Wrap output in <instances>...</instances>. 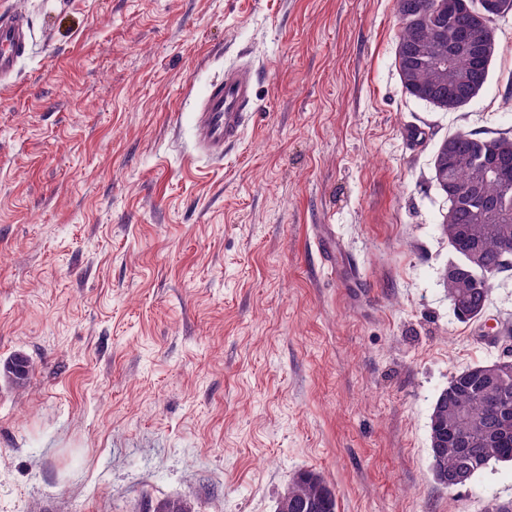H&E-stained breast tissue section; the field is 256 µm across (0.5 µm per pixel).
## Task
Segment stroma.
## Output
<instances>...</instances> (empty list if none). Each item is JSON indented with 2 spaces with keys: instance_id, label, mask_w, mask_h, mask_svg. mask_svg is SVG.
I'll use <instances>...</instances> for the list:
<instances>
[{
  "instance_id": "35a3bbf8",
  "label": "stroma",
  "mask_w": 512,
  "mask_h": 512,
  "mask_svg": "<svg viewBox=\"0 0 512 512\" xmlns=\"http://www.w3.org/2000/svg\"><path fill=\"white\" fill-rule=\"evenodd\" d=\"M33 23L0 83V512H274L319 471L337 512H484L512 464L446 490L429 423L512 352V271L460 322L433 155L512 133V14L444 112L396 67L395 0H0ZM256 71L223 159L193 112ZM415 129L420 139L411 140ZM336 260L328 270L316 244ZM32 371L29 360L23 355H15L3 368L4 375L19 387L26 385Z\"/></svg>"
}]
</instances>
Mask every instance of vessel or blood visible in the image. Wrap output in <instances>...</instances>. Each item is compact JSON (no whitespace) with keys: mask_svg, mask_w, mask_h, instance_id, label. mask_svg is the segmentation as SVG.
<instances>
[{"mask_svg":"<svg viewBox=\"0 0 512 512\" xmlns=\"http://www.w3.org/2000/svg\"><path fill=\"white\" fill-rule=\"evenodd\" d=\"M32 26L14 10H0V82L12 79L29 49ZM255 72L246 64L225 69L196 106V147L220 159L224 150L242 136L254 101Z\"/></svg>","mask_w":512,"mask_h":512,"instance_id":"obj_1","label":"vessel or blood"}]
</instances>
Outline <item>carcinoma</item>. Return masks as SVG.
<instances>
[{
  "label": "carcinoma",
  "instance_id": "obj_1",
  "mask_svg": "<svg viewBox=\"0 0 512 512\" xmlns=\"http://www.w3.org/2000/svg\"><path fill=\"white\" fill-rule=\"evenodd\" d=\"M397 0L400 20L396 64L406 92L435 108L454 112L485 85L486 65L498 52L497 18L512 11V0ZM434 181L451 202L453 217H443L442 234L457 256L444 274L448 301L463 320L489 302L483 276L512 268V136L479 137L458 132L444 139L433 157ZM478 249L479 263L468 261ZM19 387L32 366L23 355L4 365ZM512 414V378L493 382L485 365L456 374L438 396L430 419L431 471L443 489L461 487L490 462H512V432L501 418ZM286 512H336V495L314 470L296 473L288 483ZM154 512H194L191 502L175 497Z\"/></svg>",
  "mask_w": 512,
  "mask_h": 512
}]
</instances>
